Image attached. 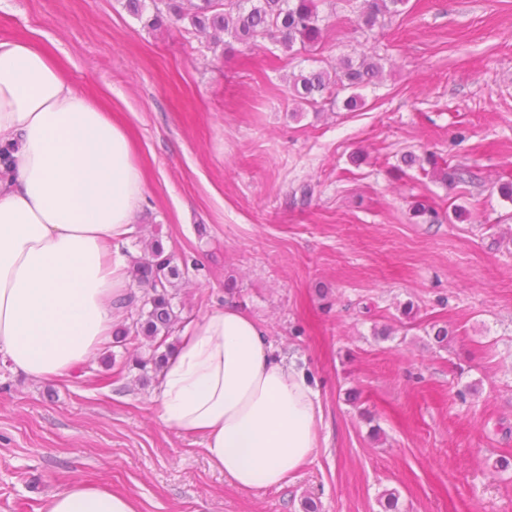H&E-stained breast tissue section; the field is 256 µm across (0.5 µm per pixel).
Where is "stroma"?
I'll list each match as a JSON object with an SVG mask.
<instances>
[{
    "label": "stroma",
    "mask_w": 512,
    "mask_h": 512,
    "mask_svg": "<svg viewBox=\"0 0 512 512\" xmlns=\"http://www.w3.org/2000/svg\"><path fill=\"white\" fill-rule=\"evenodd\" d=\"M359 8L321 0V43L290 55L155 23V0H0V38L36 39L130 127L147 190L123 250L158 240L183 270L171 342L237 305L299 358L329 436L284 487L243 490L160 419L150 341L55 381L0 362V512L78 481L141 512H382L391 491L400 512H512V0H407L368 32ZM363 53L382 73L359 111L292 97L293 72Z\"/></svg>",
    "instance_id": "35a3bbf8"
}]
</instances>
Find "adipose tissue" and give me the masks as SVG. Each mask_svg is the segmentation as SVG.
<instances>
[{
  "mask_svg": "<svg viewBox=\"0 0 512 512\" xmlns=\"http://www.w3.org/2000/svg\"><path fill=\"white\" fill-rule=\"evenodd\" d=\"M0 360L35 379L96 354L131 282L121 250L147 187L127 127L44 47L0 39ZM159 416L201 438L239 488L280 487L320 444L323 408L305 370L236 307L188 326L160 376ZM47 512H140L131 495L75 483Z\"/></svg>",
  "mask_w": 512,
  "mask_h": 512,
  "instance_id": "ef3b65f1",
  "label": "adipose tissue"
}]
</instances>
